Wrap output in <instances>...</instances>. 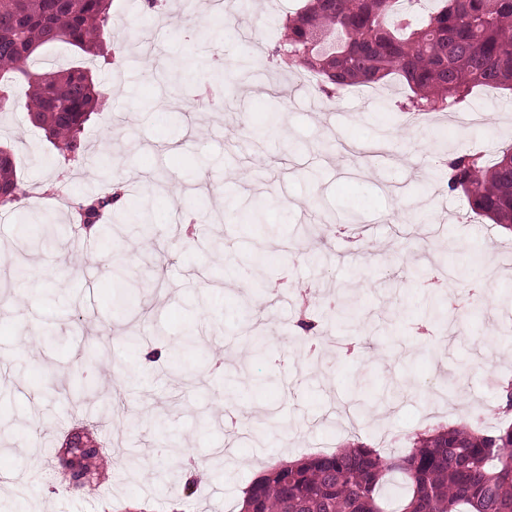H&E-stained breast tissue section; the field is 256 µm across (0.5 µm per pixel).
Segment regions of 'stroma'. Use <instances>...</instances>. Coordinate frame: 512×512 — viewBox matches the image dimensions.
<instances>
[{"label": "stroma", "instance_id": "35a3bbf8", "mask_svg": "<svg viewBox=\"0 0 512 512\" xmlns=\"http://www.w3.org/2000/svg\"><path fill=\"white\" fill-rule=\"evenodd\" d=\"M301 5L164 0L153 11L148 0H113L101 54L89 61L103 110L81 134L85 160L66 167L29 122L24 88H13L0 143L34 197L0 212V244L11 246L15 225L43 214L57 232L27 261L45 270L34 297H21L0 266V512H238L264 461L332 453L355 439L400 455L414 433L475 414L485 429L501 425L499 388L512 380V355L502 350L512 342V274L487 286L485 308L466 317L449 309L446 330L424 333L431 295L408 269L438 270L453 300L476 281L475 259L512 248V233L473 213L437 168L465 151L489 162L512 145V93L476 91L468 107L481 122L462 132L440 112H401L409 90L394 77L361 87L356 99L326 98L273 56ZM214 16L231 27L215 33ZM155 53L193 57L191 81L169 87L155 74ZM217 67L234 79L224 99L215 95ZM269 110L281 120L267 129ZM63 174L73 199L123 178L128 198L152 207L151 232L122 224L74 243L67 205L37 197ZM256 197L276 202L264 240L276 261L263 269L249 262L254 242L236 220ZM116 253L146 280L141 317L113 302L105 262ZM280 276L288 289L263 299L258 362L241 354L254 323L242 300ZM339 286L358 316L321 322L329 344L307 365L294 344L298 301ZM190 321L198 340L178 368L170 358ZM101 343L107 360L79 365L80 353ZM256 372L273 384L248 385ZM79 384L90 393L77 407L68 392ZM111 402L125 409L105 425L98 415ZM76 433L112 460L78 490L56 459ZM183 448L211 469L193 491L176 459ZM133 456L143 461L136 472L126 464Z\"/></svg>", "mask_w": 512, "mask_h": 512}]
</instances>
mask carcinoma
<instances>
[{
    "instance_id": "obj_1",
    "label": "carcinoma",
    "mask_w": 512,
    "mask_h": 512,
    "mask_svg": "<svg viewBox=\"0 0 512 512\" xmlns=\"http://www.w3.org/2000/svg\"><path fill=\"white\" fill-rule=\"evenodd\" d=\"M401 0H305L284 25L274 55L316 77L329 96L356 85L400 76L412 92L405 112L420 116L458 110L476 88L512 91V0H434L426 13L396 11ZM112 0H0V112L12 85L26 86L30 120L64 160H77L84 123L100 111L104 93L79 67L33 71L37 51L66 43L94 57ZM162 76L179 84L183 62L167 59ZM448 191L463 193L472 211L492 223L512 224V146L487 166L478 154L446 163ZM116 195L85 196L80 230L100 232ZM22 200L15 158L0 146V207ZM267 202L255 198L238 221L264 228ZM45 223L21 224L18 239L40 240ZM356 317L349 298L326 304L325 318ZM299 345L320 348L318 323L298 321ZM407 492L396 512H512V425L487 433L463 423L421 437L401 456H382L363 444L308 455L282 465L244 491L241 512H388L382 491L390 476Z\"/></svg>"
}]
</instances>
